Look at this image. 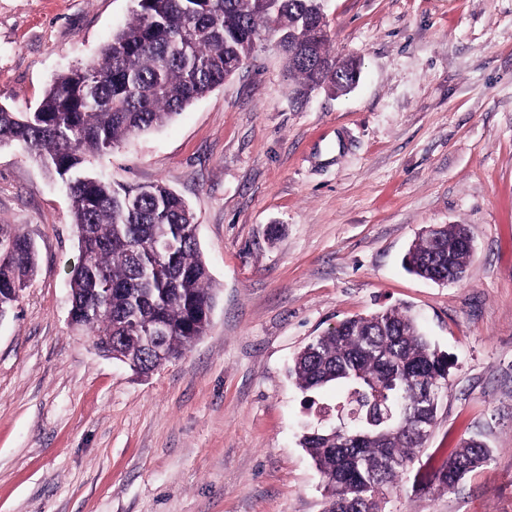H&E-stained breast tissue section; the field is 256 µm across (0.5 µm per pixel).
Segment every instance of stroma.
I'll list each match as a JSON object with an SVG mask.
<instances>
[{"label":"stroma","instance_id":"35a3bbf8","mask_svg":"<svg viewBox=\"0 0 512 512\" xmlns=\"http://www.w3.org/2000/svg\"><path fill=\"white\" fill-rule=\"evenodd\" d=\"M135 0H0V104L35 109ZM350 92L290 93L273 42L94 172L160 182L191 206L216 303L181 359L139 376L69 323L79 259L57 175L0 147V224L38 272L0 319V512H323L300 437L320 425L294 355L355 315L409 309L452 367L438 421L386 512H512V0H325ZM467 225L465 277L403 259ZM480 436L489 463L430 475Z\"/></svg>","mask_w":512,"mask_h":512}]
</instances>
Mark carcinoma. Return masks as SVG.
Wrapping results in <instances>:
<instances>
[{
	"instance_id": "cac0c4a2",
	"label": "carcinoma",
	"mask_w": 512,
	"mask_h": 512,
	"mask_svg": "<svg viewBox=\"0 0 512 512\" xmlns=\"http://www.w3.org/2000/svg\"><path fill=\"white\" fill-rule=\"evenodd\" d=\"M280 39L295 102L317 85L343 93L360 65L328 49L321 0H137L132 19L99 57L59 75L31 112L0 106V145L14 143L51 168L67 190L80 257L70 273L72 325L139 374L162 365L153 327L167 325L171 359L201 338L214 303L208 265L188 203L162 183L119 185L93 175L91 160L132 135L147 134L222 85L257 42ZM461 224L440 225L408 253V270L431 281L465 272L471 253ZM38 270L24 234L0 240V317ZM448 357L406 310L346 319L294 358L304 393L334 386L336 408L359 419L305 433L302 446L327 492L324 512H384L387 496L422 444L402 405L419 399L417 378L448 380ZM492 450L463 443L436 473L450 489L484 466Z\"/></svg>"
}]
</instances>
